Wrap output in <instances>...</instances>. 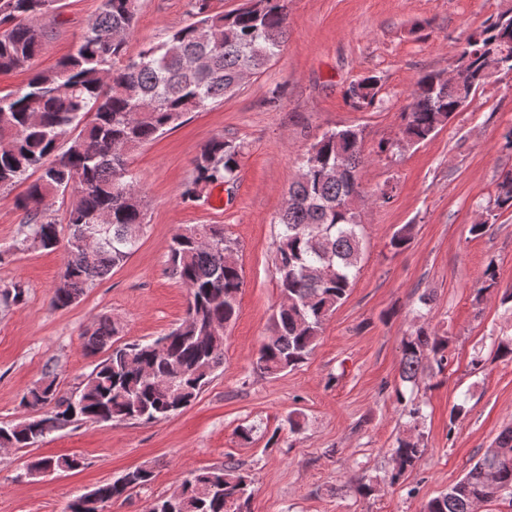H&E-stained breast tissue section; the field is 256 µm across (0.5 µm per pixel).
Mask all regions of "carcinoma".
I'll use <instances>...</instances> for the list:
<instances>
[{
    "label": "carcinoma",
    "instance_id": "carcinoma-1",
    "mask_svg": "<svg viewBox=\"0 0 512 512\" xmlns=\"http://www.w3.org/2000/svg\"><path fill=\"white\" fill-rule=\"evenodd\" d=\"M60 0H0V72L27 69L42 53L48 32L41 21L55 14ZM138 0H101L97 15L79 37L75 51L50 71L37 72L28 85L0 95V190L28 183L20 199L28 212L25 237L0 249V263L19 251L64 245L67 258L50 307L66 309L85 289L126 262L146 230V200L129 168L128 153L224 100L248 74L261 73L282 50L288 35V0H264L258 11H217L212 0H192V21L165 33L137 55L127 54ZM461 53L471 54L461 84H445L440 73L420 74L412 104L402 115L401 136L384 140L379 151L424 142L457 112L461 91H477L491 76L487 61L498 57L512 71V15L501 14L468 36ZM375 76L349 86L356 109L381 103ZM364 131L345 127L324 133L303 157L288 191V207L276 224L274 269L284 300L273 315L270 335L258 349L255 371L275 377L304 364L315 350L328 317L348 296L359 272L363 248L361 172L367 163ZM242 142L214 137L192 160L193 178L182 191L195 201L209 187L237 180ZM68 195L66 222L47 214L48 200ZM494 205L512 210V172L496 183ZM412 240V225L398 228L390 247L399 252ZM237 247L221 224L178 228L168 250V271L188 293L185 317L167 335L162 350L153 341H123L118 323L101 316L85 333L88 356L106 353L71 391L57 375L45 373L22 397L38 417L0 421V448H33L75 423L153 424L189 407L224 365V336L236 319L244 286L242 267L227 256ZM488 263L476 301L497 287ZM24 288L0 282V302L18 304ZM451 338L420 325L400 341L399 377L417 385L428 364H449ZM409 429L390 449L394 484L413 472L425 455L417 431L424 404L406 400ZM76 457L37 458L27 468L76 469ZM153 479L144 465L74 499L67 512H102ZM253 481L229 458L221 466L196 471L170 494L150 501L148 512H251ZM512 501V426L505 427L465 476L428 500L423 512H476L493 500Z\"/></svg>",
    "mask_w": 512,
    "mask_h": 512
}]
</instances>
